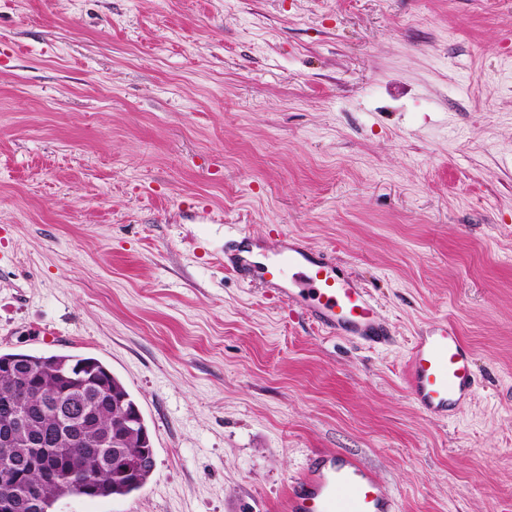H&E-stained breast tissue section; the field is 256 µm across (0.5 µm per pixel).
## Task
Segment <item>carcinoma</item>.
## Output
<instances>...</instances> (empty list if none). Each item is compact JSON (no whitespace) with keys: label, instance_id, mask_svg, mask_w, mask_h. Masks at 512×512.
I'll use <instances>...</instances> for the list:
<instances>
[{"label":"carcinoma","instance_id":"obj_1","mask_svg":"<svg viewBox=\"0 0 512 512\" xmlns=\"http://www.w3.org/2000/svg\"><path fill=\"white\" fill-rule=\"evenodd\" d=\"M23 402L27 435L37 444L0 445L20 464L22 484L0 488L15 512H52L63 497L107 498L140 490L153 467L142 463L154 454L138 404L123 382L100 360L56 354L51 363L34 353L0 352V418ZM55 471L31 510L23 483L36 482L40 467Z\"/></svg>","mask_w":512,"mask_h":512}]
</instances>
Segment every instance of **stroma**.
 Here are the masks:
<instances>
[{"label":"stroma","mask_w":512,"mask_h":512,"mask_svg":"<svg viewBox=\"0 0 512 512\" xmlns=\"http://www.w3.org/2000/svg\"><path fill=\"white\" fill-rule=\"evenodd\" d=\"M332 254L390 343L224 269ZM476 391L434 420L415 336ZM0 351L91 356L155 467L53 512H286L344 455L397 512H512V0H0ZM473 355L456 327L443 322L415 336L407 365L408 391L432 418H445L474 392Z\"/></svg>","instance_id":"stroma-1"}]
</instances>
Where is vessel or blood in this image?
I'll return each instance as SVG.
<instances>
[{"instance_id":"b4317fda","label":"vessel or blood","mask_w":512,"mask_h":512,"mask_svg":"<svg viewBox=\"0 0 512 512\" xmlns=\"http://www.w3.org/2000/svg\"><path fill=\"white\" fill-rule=\"evenodd\" d=\"M227 262L244 283L258 284L300 307L326 333L370 345L388 343L389 327L366 288L345 266L304 239L288 235L272 249L240 234ZM473 355L456 327L444 322L415 336L407 365L408 391L430 417L444 418L471 399ZM289 512H396L395 502L357 462L314 460L294 486Z\"/></svg>"}]
</instances>
